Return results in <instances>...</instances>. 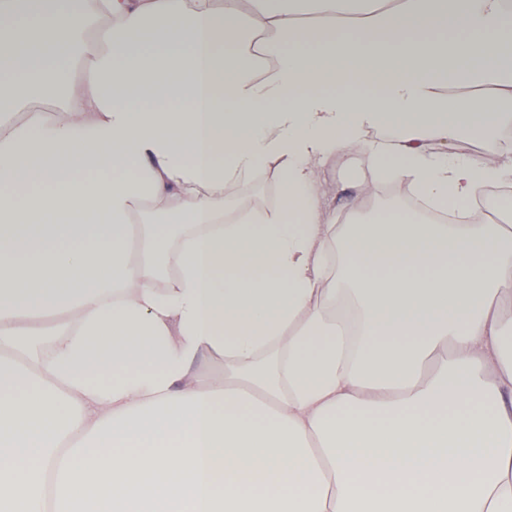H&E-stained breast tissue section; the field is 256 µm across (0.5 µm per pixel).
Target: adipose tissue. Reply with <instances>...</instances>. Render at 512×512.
Segmentation results:
<instances>
[{
    "instance_id": "adipose-tissue-1",
    "label": "adipose tissue",
    "mask_w": 512,
    "mask_h": 512,
    "mask_svg": "<svg viewBox=\"0 0 512 512\" xmlns=\"http://www.w3.org/2000/svg\"><path fill=\"white\" fill-rule=\"evenodd\" d=\"M511 129L512 0H0V512H512ZM322 191L325 198L334 201L340 224L344 217L351 214L343 210L345 198L354 193L353 185L358 181L369 178L366 165L360 156L348 154L340 158H334L320 166ZM275 191L280 193L271 201ZM225 192L229 201L243 203L254 208L274 209L280 200L281 186L273 173H259L246 183L230 187ZM383 188L384 187L380 188L375 195L368 198H366V195L358 196L355 200L356 212H362L364 215H368L369 213L367 210L371 207L396 204L402 201L399 203V205L401 206L402 210H404V212L415 216L426 217L421 211H418L413 207L411 196L402 200L404 195L408 193V190L404 185L392 186V188H390V192L386 195L381 193Z\"/></svg>"
}]
</instances>
